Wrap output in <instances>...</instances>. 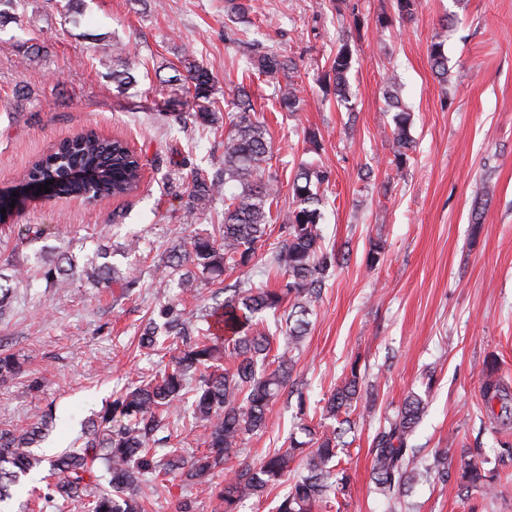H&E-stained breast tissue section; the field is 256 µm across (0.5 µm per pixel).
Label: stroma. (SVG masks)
I'll use <instances>...</instances> for the list:
<instances>
[{"label": "stroma", "instance_id": "stroma-1", "mask_svg": "<svg viewBox=\"0 0 512 512\" xmlns=\"http://www.w3.org/2000/svg\"><path fill=\"white\" fill-rule=\"evenodd\" d=\"M245 43L229 39L224 0H22L18 19L0 18V190L60 140L86 130L126 140L144 164L131 196L90 204L75 198L29 199L0 220V265L10 256L28 269L0 317V349L24 358L25 376L0 382V429L36 422L54 407V427L40 448L51 457L71 446L81 425L112 394L163 367L140 348V329L159 299L176 288L157 263L173 243L220 224L214 201L185 217L182 172L219 162L227 128L174 124L194 108L168 84L184 48L216 77L211 94L223 106L246 82L270 133L280 186L300 162L316 158L328 171L320 188L327 248L349 247L310 306V326L295 353L293 380L313 407L358 363L375 386L372 415L340 454L350 477L341 512H512V425L483 407L484 364L512 387V0H419L399 19L395 0H246ZM389 25H382V18ZM445 35L448 81L440 83L430 46ZM353 59L350 107L323 93L324 75L341 41ZM125 47L133 87L118 91L112 56ZM274 49L296 63L301 109L280 111L266 77L244 80L251 47ZM402 86L414 149L396 171L391 115L383 89ZM316 142H309L308 132ZM489 177L494 192L475 205L473 185ZM44 228L43 243L20 242L17 231ZM138 251L126 253L129 239ZM383 247L366 264L370 243ZM114 264L130 268V292L103 288L78 275L47 285L36 255L41 245L96 260L101 244ZM46 377L39 391L30 379ZM425 412L411 441L421 456L447 453L446 483L417 484L395 510L376 496L370 448L380 425L407 396ZM296 397L274 404L267 428L247 436L242 459L259 462L281 447L294 426ZM493 472L498 495L462 496L461 452ZM146 512H174L179 498L197 512H217L213 483L182 485L153 474L143 487Z\"/></svg>", "mask_w": 512, "mask_h": 512}]
</instances>
